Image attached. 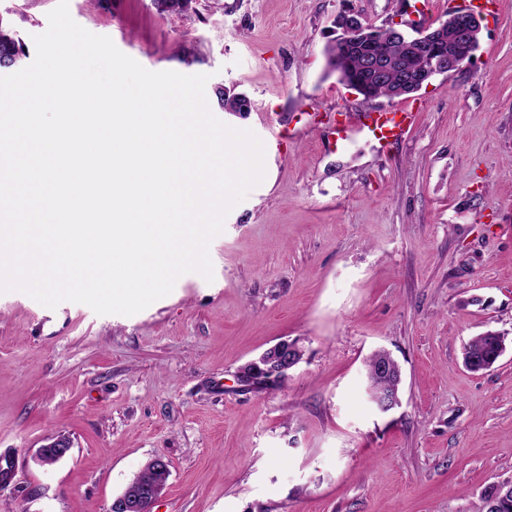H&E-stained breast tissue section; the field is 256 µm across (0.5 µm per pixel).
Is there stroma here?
I'll return each instance as SVG.
<instances>
[{
    "instance_id": "obj_1",
    "label": "stroma",
    "mask_w": 512,
    "mask_h": 512,
    "mask_svg": "<svg viewBox=\"0 0 512 512\" xmlns=\"http://www.w3.org/2000/svg\"><path fill=\"white\" fill-rule=\"evenodd\" d=\"M369 23L432 27L446 0H69L88 31L151 71L245 93L214 114L268 149L262 184L210 245L213 282L180 277L132 315L0 295V512H108L151 459L170 476L153 512H479L512 478V345L462 362L485 331L512 337V0H471L480 46L400 98L365 100L324 49L344 4ZM57 0H0L19 67ZM406 107L412 132L337 148L341 112ZM303 357L268 391L238 369L278 341ZM388 351L401 405L380 413L366 361ZM73 448L51 466L44 439ZM72 443L69 437L64 434H57L47 438L45 443L42 444L35 453V460L39 465H43L46 460H49L46 465H52V461L59 462L70 452Z\"/></svg>"
}]
</instances>
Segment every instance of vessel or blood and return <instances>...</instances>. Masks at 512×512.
<instances>
[{"label": "vessel or blood", "mask_w": 512, "mask_h": 512, "mask_svg": "<svg viewBox=\"0 0 512 512\" xmlns=\"http://www.w3.org/2000/svg\"><path fill=\"white\" fill-rule=\"evenodd\" d=\"M412 124L413 114L407 109H368L338 123L336 142L343 146L364 137L388 146L402 140Z\"/></svg>", "instance_id": "1"}]
</instances>
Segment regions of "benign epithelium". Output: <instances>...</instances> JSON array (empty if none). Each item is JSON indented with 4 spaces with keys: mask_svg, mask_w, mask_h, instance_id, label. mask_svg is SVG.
Segmentation results:
<instances>
[{
    "mask_svg": "<svg viewBox=\"0 0 512 512\" xmlns=\"http://www.w3.org/2000/svg\"><path fill=\"white\" fill-rule=\"evenodd\" d=\"M336 26L344 38L353 40L364 48L362 53L364 77L371 83H381L386 78V66L380 60L372 38L365 32L360 14L345 8L336 16ZM386 26L397 36L426 49L428 64L415 70H405L402 80L393 86V95L402 96L407 91H419L428 87L439 76H444L462 63L472 59L468 52L471 44L479 40L481 22L479 16L470 10L452 11L448 19L441 23V41L433 44L427 31L413 24L390 19ZM302 349L297 340H281L263 352L259 357L247 362L238 371V381L246 387L266 385L272 387L288 377V372L299 363ZM72 443L69 437L57 434L46 439L35 453V460L42 465L47 460L58 462L70 452ZM512 491V479L493 483L487 489L489 512H498L504 496ZM162 492V486L152 488L131 483L111 504L109 512H153V507Z\"/></svg>",
    "mask_w": 512,
    "mask_h": 512,
    "instance_id": "7a95c632",
    "label": "benign epithelium"
}]
</instances>
